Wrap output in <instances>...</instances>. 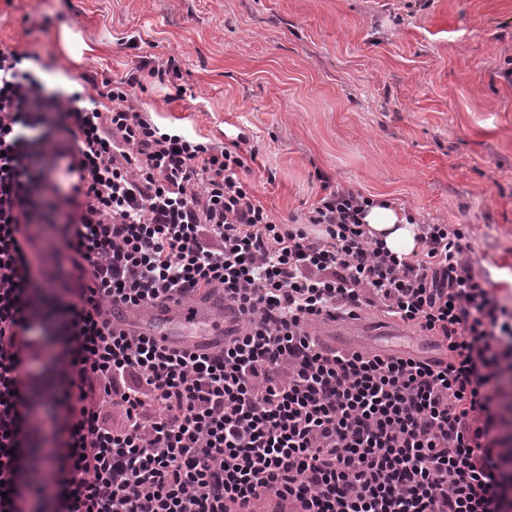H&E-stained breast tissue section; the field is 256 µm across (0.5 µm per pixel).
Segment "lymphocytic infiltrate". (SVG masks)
<instances>
[{"label": "lymphocytic infiltrate", "mask_w": 512, "mask_h": 512, "mask_svg": "<svg viewBox=\"0 0 512 512\" xmlns=\"http://www.w3.org/2000/svg\"><path fill=\"white\" fill-rule=\"evenodd\" d=\"M0 47V512H512V303L464 228L412 259L369 242L372 198L332 188L280 224L239 143L161 131L142 62L92 93ZM78 144L88 202L47 183ZM63 257L32 287L35 242ZM223 290L238 322L198 355L113 327L108 308ZM378 309L443 359L325 349L311 326Z\"/></svg>", "instance_id": "obj_1"}]
</instances>
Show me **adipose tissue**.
I'll return each instance as SVG.
<instances>
[{"instance_id":"1","label":"adipose tissue","mask_w":512,"mask_h":512,"mask_svg":"<svg viewBox=\"0 0 512 512\" xmlns=\"http://www.w3.org/2000/svg\"><path fill=\"white\" fill-rule=\"evenodd\" d=\"M370 237L383 241L394 253L409 256L422 248V231L404 209L387 201H379L368 209L364 218Z\"/></svg>"}]
</instances>
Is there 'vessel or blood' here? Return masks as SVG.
<instances>
[{
	"label": "vessel or blood",
	"instance_id": "b4317fda",
	"mask_svg": "<svg viewBox=\"0 0 512 512\" xmlns=\"http://www.w3.org/2000/svg\"><path fill=\"white\" fill-rule=\"evenodd\" d=\"M80 159L74 142L65 141L59 145L49 183L61 196H75L77 187L81 186ZM108 314L114 325L135 328L162 345L198 354H211L222 349L232 328L224 313V298L218 293L180 308L151 306L132 311L113 306Z\"/></svg>",
	"mask_w": 512,
	"mask_h": 512
}]
</instances>
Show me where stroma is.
Segmentation results:
<instances>
[{
    "label": "stroma",
    "mask_w": 512,
    "mask_h": 512,
    "mask_svg": "<svg viewBox=\"0 0 512 512\" xmlns=\"http://www.w3.org/2000/svg\"><path fill=\"white\" fill-rule=\"evenodd\" d=\"M38 53L51 85L120 79L164 130L240 141L277 222L332 186L384 196L420 224H460L512 298V0H12L0 46ZM356 348L414 330L379 311L336 319Z\"/></svg>",
    "instance_id": "1"
}]
</instances>
